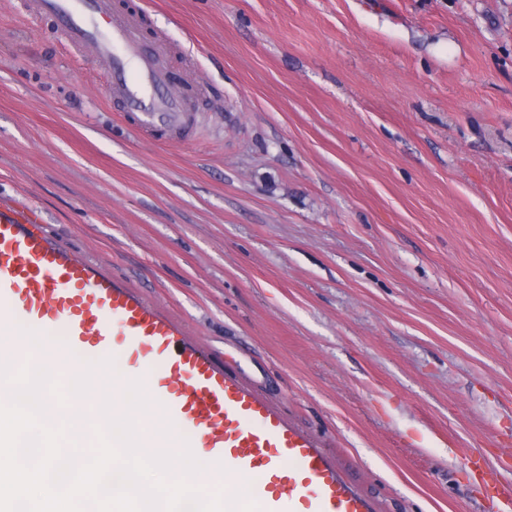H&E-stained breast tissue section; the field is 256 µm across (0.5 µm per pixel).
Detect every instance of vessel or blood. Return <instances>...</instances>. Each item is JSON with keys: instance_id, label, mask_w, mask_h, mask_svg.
Here are the masks:
<instances>
[{"instance_id": "vessel-or-blood-1", "label": "vessel or blood", "mask_w": 512, "mask_h": 512, "mask_svg": "<svg viewBox=\"0 0 512 512\" xmlns=\"http://www.w3.org/2000/svg\"><path fill=\"white\" fill-rule=\"evenodd\" d=\"M29 7L55 18L68 47L103 62L110 96L137 113L142 130L186 133V99L166 92L163 56L144 52L133 15L112 0H29ZM18 319L63 323L59 357L119 351L153 366L169 418L191 432L192 447L207 450L215 473L259 475L252 494L262 512H373L309 435L226 373L178 322L49 236L36 216L0 203V332Z\"/></svg>"}]
</instances>
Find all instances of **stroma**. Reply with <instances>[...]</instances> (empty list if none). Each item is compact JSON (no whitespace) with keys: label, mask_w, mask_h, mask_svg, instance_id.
Listing matches in <instances>:
<instances>
[{"label":"stroma","mask_w":512,"mask_h":512,"mask_svg":"<svg viewBox=\"0 0 512 512\" xmlns=\"http://www.w3.org/2000/svg\"><path fill=\"white\" fill-rule=\"evenodd\" d=\"M188 141L0 0V200L134 288L374 512H512V0H119Z\"/></svg>","instance_id":"obj_1"}]
</instances>
